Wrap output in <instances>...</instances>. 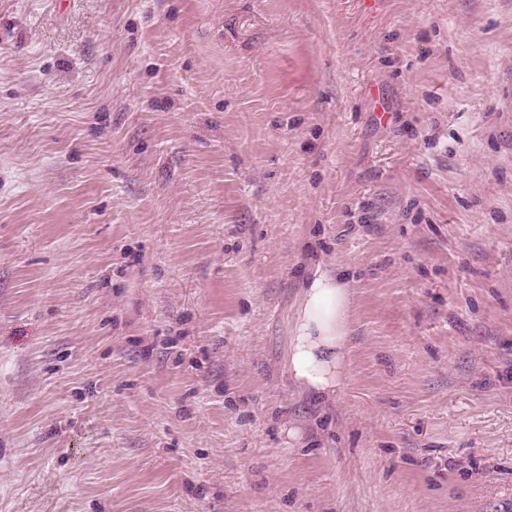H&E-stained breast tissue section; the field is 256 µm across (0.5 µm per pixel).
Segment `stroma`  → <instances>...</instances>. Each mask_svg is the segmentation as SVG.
I'll list each match as a JSON object with an SVG mask.
<instances>
[{"label": "stroma", "instance_id": "stroma-1", "mask_svg": "<svg viewBox=\"0 0 512 512\" xmlns=\"http://www.w3.org/2000/svg\"><path fill=\"white\" fill-rule=\"evenodd\" d=\"M0 512H512V0H0ZM351 290L333 269L317 265L304 281L293 314L287 366L304 390L330 398L341 386Z\"/></svg>", "mask_w": 512, "mask_h": 512}]
</instances>
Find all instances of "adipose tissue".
<instances>
[{
    "mask_svg": "<svg viewBox=\"0 0 512 512\" xmlns=\"http://www.w3.org/2000/svg\"><path fill=\"white\" fill-rule=\"evenodd\" d=\"M351 290L319 265L305 280L293 314L287 366L304 390L329 398L342 383Z\"/></svg>",
    "mask_w": 512,
    "mask_h": 512,
    "instance_id": "obj_1",
    "label": "adipose tissue"
}]
</instances>
